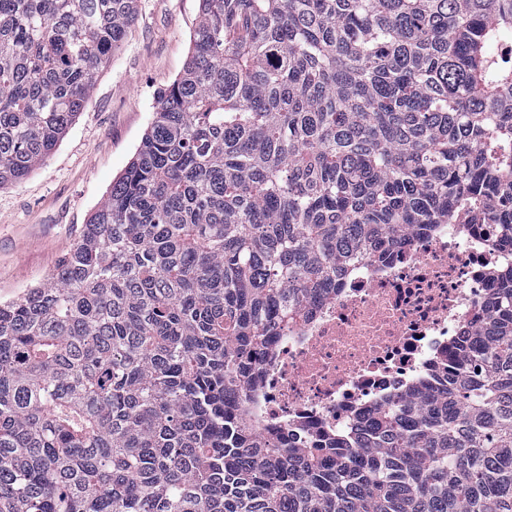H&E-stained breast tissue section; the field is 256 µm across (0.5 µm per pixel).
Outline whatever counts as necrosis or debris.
<instances>
[{
    "label": "necrosis or debris",
    "mask_w": 512,
    "mask_h": 512,
    "mask_svg": "<svg viewBox=\"0 0 512 512\" xmlns=\"http://www.w3.org/2000/svg\"><path fill=\"white\" fill-rule=\"evenodd\" d=\"M512 254L489 227L440 224L385 263L351 267L335 295L277 337L259 366L264 427L285 442L350 426L452 357Z\"/></svg>",
    "instance_id": "obj_1"
}]
</instances>
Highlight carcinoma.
Returning <instances> with one entry per match:
<instances>
[{"mask_svg":"<svg viewBox=\"0 0 512 512\" xmlns=\"http://www.w3.org/2000/svg\"><path fill=\"white\" fill-rule=\"evenodd\" d=\"M137 0H0V185ZM512 0H200L183 74L58 266L0 302V512H512V266L459 357L345 434L247 405L360 261L468 217L512 252Z\"/></svg>","mask_w":512,"mask_h":512,"instance_id":"obj_1","label":"carcinoma"}]
</instances>
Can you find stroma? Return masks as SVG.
Masks as SVG:
<instances>
[{"label": "stroma", "mask_w": 512, "mask_h": 512, "mask_svg": "<svg viewBox=\"0 0 512 512\" xmlns=\"http://www.w3.org/2000/svg\"><path fill=\"white\" fill-rule=\"evenodd\" d=\"M199 0H138L128 35L55 152L0 186V302L43 281L134 157L191 53Z\"/></svg>", "instance_id": "1"}]
</instances>
